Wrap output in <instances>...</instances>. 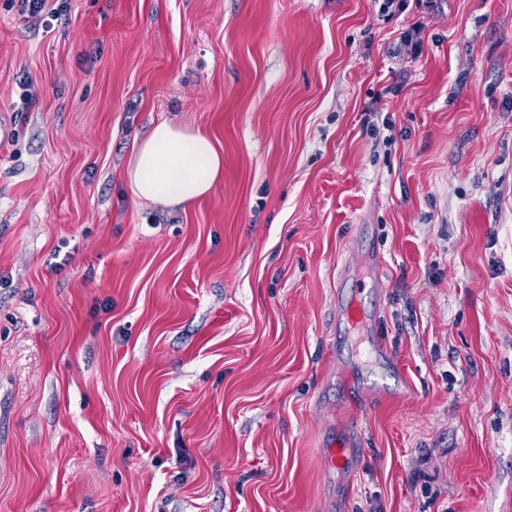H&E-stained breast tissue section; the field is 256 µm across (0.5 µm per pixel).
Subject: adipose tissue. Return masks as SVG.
I'll return each instance as SVG.
<instances>
[{
	"label": "adipose tissue",
	"instance_id": "ef3b65f1",
	"mask_svg": "<svg viewBox=\"0 0 512 512\" xmlns=\"http://www.w3.org/2000/svg\"><path fill=\"white\" fill-rule=\"evenodd\" d=\"M223 176L224 157L208 134L166 122L139 143L127 172L137 198L184 207L208 196Z\"/></svg>",
	"mask_w": 512,
	"mask_h": 512
}]
</instances>
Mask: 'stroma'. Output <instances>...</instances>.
Returning <instances> with one entry per match:
<instances>
[{
	"label": "stroma",
	"instance_id": "obj_1",
	"mask_svg": "<svg viewBox=\"0 0 512 512\" xmlns=\"http://www.w3.org/2000/svg\"><path fill=\"white\" fill-rule=\"evenodd\" d=\"M379 6L0 0V512H512V0ZM22 12L38 15L45 13L52 17L65 15L69 9L70 0H20ZM51 3V4H50ZM50 4V5H49ZM223 176L224 156L208 134L167 122L139 143L127 172L137 198L184 207L208 196Z\"/></svg>",
	"mask_w": 512,
	"mask_h": 512
}]
</instances>
